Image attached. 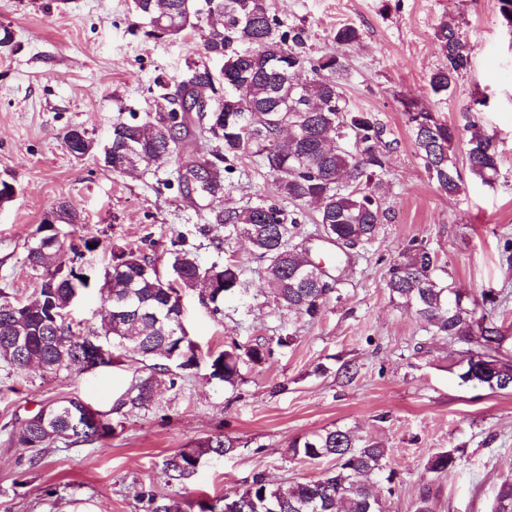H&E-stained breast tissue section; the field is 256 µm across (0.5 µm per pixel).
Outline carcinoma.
<instances>
[{
    "mask_svg": "<svg viewBox=\"0 0 512 512\" xmlns=\"http://www.w3.org/2000/svg\"><path fill=\"white\" fill-rule=\"evenodd\" d=\"M221 2L224 36L209 35L205 50L224 58V103L219 114L202 113L206 124L201 133L223 144L224 155L217 160L224 162V168L204 159L188 173L194 179L201 171L211 176L207 186L197 181L194 185L197 193L213 196L223 188V173L232 170V161L253 157L267 169L279 197L293 209L268 199L238 207L227 198L217 221L230 235L249 237L255 255L266 263L265 294L272 298L274 309L315 320L335 283L318 282L316 263L295 251L294 239L312 206L327 241L355 247L376 239L381 223L377 187L385 174V161L375 147L383 127L371 114L349 104L338 82L346 71L344 61L334 54L311 58L298 51L304 31L291 27L279 32L281 22L270 13L267 0ZM166 6L172 8L169 14L159 13L149 21L159 32L177 36L199 22L194 0H169ZM435 38L444 63L430 74L428 85L433 94L446 95L469 70L471 52L448 22L440 24ZM196 74L192 70L178 85L179 108L167 109L169 128L159 124V113L140 121L119 116L112 122L113 148L152 155L160 164L179 156L189 132L186 98L197 99L214 88L210 80L195 81ZM404 112L428 179L441 191L455 196L463 184L454 150L463 130H473L465 142L469 174L486 185L495 183L497 142L474 131L475 108L463 110L460 126L422 109ZM69 236L58 228L50 235L59 239L57 246L50 248L47 240L36 238L27 249L26 264L32 274L39 279L50 273L54 287L41 289L40 298L27 303L0 299V366L9 377L23 375L29 358L43 361L45 373L56 375L59 370L54 364L63 351L70 358L65 371H82L89 345L100 352L105 366L132 353L150 362L154 370H168L169 362L178 369H191L199 362L196 344L183 323L180 292L202 286L208 300L217 305L228 293L249 290L238 266L214 263L202 268L185 250L173 256L171 267L180 273L174 286L135 251L113 252L97 282L108 288L110 305H124L127 314L112 320L110 327L102 321L81 336L72 331L67 312L74 293L87 288L88 282L84 281L87 274L60 262L58 248L72 246ZM386 288L394 302L414 310L437 333L462 345L456 361L461 383L512 392V361L502 355L508 336L495 322L493 311L475 317L480 305H492L496 298L483 294L479 300L464 302L448 283V270L437 255L415 240L392 259ZM20 332L25 345L18 351L12 337ZM267 353L263 344L243 352L237 345L230 346L211 357L210 376L233 386L241 378V364H260ZM155 389L156 377L151 373L139 380L134 395L123 405L145 409L154 402ZM88 411L90 406L77 398L51 402L19 429L20 443L25 448H47L59 441L76 445L108 438L111 424L105 418L93 423ZM289 448L295 458L327 457L335 464L316 480L287 486L272 485L257 473L243 490L224 497L221 512H384L382 496L373 490L374 479L388 467L389 451L380 442L362 440L348 429L335 427L296 438ZM234 451L222 436H210L190 450L169 456L164 471L172 480H186L196 473L203 456ZM457 461L456 450H443L431 457L428 469L446 472ZM492 512H512L511 478L500 484Z\"/></svg>",
    "mask_w": 512,
    "mask_h": 512,
    "instance_id": "carcinoma-1",
    "label": "carcinoma"
}]
</instances>
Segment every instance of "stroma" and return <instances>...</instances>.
I'll use <instances>...</instances> for the list:
<instances>
[{"label": "stroma", "instance_id": "obj_1", "mask_svg": "<svg viewBox=\"0 0 512 512\" xmlns=\"http://www.w3.org/2000/svg\"><path fill=\"white\" fill-rule=\"evenodd\" d=\"M196 5L203 16L195 28L159 38L133 0H0V29L12 33L0 42V182L15 188L0 206V295L24 301L35 294L27 249L45 214L63 202L83 218L68 232L102 242L82 260L89 273L101 270L110 248H130L166 278L181 248L204 267L239 266L251 284L218 307L199 290L183 291L184 324L201 363L177 371L173 386L158 373L163 386L148 408L120 405L149 373L135 356L71 374L32 369L10 378L0 368V512H146L143 492L178 501L182 512L219 508L255 473L285 486L330 468L329 458L293 459L288 443L334 426L388 448L396 479L385 512H415L426 488L433 512H491L499 484L512 478V393L460 384L459 344L392 302L385 280L396 251L421 241L447 263L458 291L495 293L497 322L512 333V29L498 0H268L283 27L304 29L305 55L344 60L345 95L384 128L378 236L342 248L341 265H327L336 289L314 321L275 311L260 292L263 262L243 239H227L215 220L225 200L244 206L276 199L273 179L256 159L234 161L223 197H202L187 192L180 177L222 146L198 128L179 157L142 163L131 175L110 172L94 156H74L64 142L78 127L102 143L116 117L156 113L195 65L220 74L223 58L204 47L212 30L206 0ZM445 21L459 27L471 67L451 95L436 96L428 81L443 62L435 31ZM344 25L358 30L356 42H336ZM406 98L452 124L484 100L478 128L498 143L497 182L468 176L457 196L442 192L416 153ZM288 334L292 344L277 346ZM259 343L270 355L242 365L236 386L210 378L208 356ZM71 397L108 414L105 443L16 445L22 422ZM218 433L236 443L235 454L204 456L192 478L167 479L168 456ZM452 448L458 466L430 472L429 459Z\"/></svg>", "mask_w": 512, "mask_h": 512}]
</instances>
